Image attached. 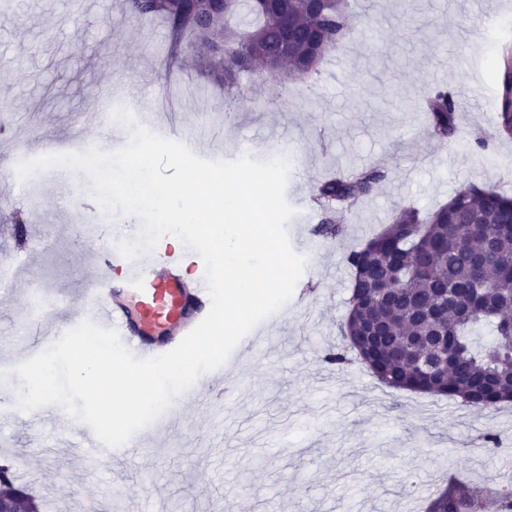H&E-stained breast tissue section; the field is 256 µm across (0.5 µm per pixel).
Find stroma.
Masks as SVG:
<instances>
[{"mask_svg":"<svg viewBox=\"0 0 512 512\" xmlns=\"http://www.w3.org/2000/svg\"><path fill=\"white\" fill-rule=\"evenodd\" d=\"M398 0H350L355 29L329 53L313 82L268 80L244 73L240 98L224 107V87L206 59L186 60L159 17L132 19L123 0H86L77 23L61 19L70 0H9L0 13V155L15 144L67 139L86 131L103 143L126 142L101 108L106 89L174 97L159 123L175 120L215 139L214 159L242 154L292 159L286 199L296 214L292 246L305 249L306 270L272 323L277 352L241 355L240 383L224 406L223 439L211 446V413L185 407V424L143 447L138 459L93 465L72 447L77 418L0 419V453L12 461L43 512H427L431 481L465 484L472 496L512 489V453L485 447L492 433L512 442V402L477 410L444 396L382 385L355 352L341 325L352 272L345 255L359 248L403 206L427 212L471 185L512 195V139L496 133L512 31V0H414L422 33ZM374 25V39L361 31ZM452 92L464 124L453 138L433 137L421 105L432 87ZM383 169L386 180L342 218L336 238L319 234L312 199L329 172ZM54 171L19 181L0 168V254L24 248V271L0 295V393L19 383L8 368L24 356L32 285L67 297L96 277L77 245L139 238L137 218L118 227L90 211V182L68 173L60 195ZM346 350L347 361L328 363Z\"/></svg>","mask_w":512,"mask_h":512,"instance_id":"35a3bbf8","label":"stroma"}]
</instances>
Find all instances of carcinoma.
Wrapping results in <instances>:
<instances>
[{"label":"carcinoma","instance_id":"cac0c4a2","mask_svg":"<svg viewBox=\"0 0 512 512\" xmlns=\"http://www.w3.org/2000/svg\"><path fill=\"white\" fill-rule=\"evenodd\" d=\"M131 17L160 15L176 37L189 34L186 52L202 50L218 63L224 87L262 67L283 28L291 30L280 62L294 81L318 74L326 53L353 30L348 0H325L317 9L305 0H233L224 11L205 0H126ZM252 29L231 26L240 10ZM498 133L512 137V83L504 82ZM434 136L446 140L463 124L452 93L437 88L426 100ZM384 173L370 169L320 182L314 200L325 215L321 230L343 233L338 214L378 188ZM352 270L348 314L342 335L380 383L396 390L445 396L478 408L512 401V198L472 185L428 213L404 207L385 229L346 256ZM448 344L431 346L440 335ZM448 359L451 370H419L422 360ZM0 497L17 512L42 505L14 483L0 465ZM468 495L448 491L429 512H480Z\"/></svg>","mask_w":512,"mask_h":512}]
</instances>
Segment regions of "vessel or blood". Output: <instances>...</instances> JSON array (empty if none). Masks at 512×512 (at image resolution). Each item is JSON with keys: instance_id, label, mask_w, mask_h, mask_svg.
I'll return each mask as SVG.
<instances>
[{"instance_id": "b4317fda", "label": "vessel or blood", "mask_w": 512, "mask_h": 512, "mask_svg": "<svg viewBox=\"0 0 512 512\" xmlns=\"http://www.w3.org/2000/svg\"><path fill=\"white\" fill-rule=\"evenodd\" d=\"M172 139L184 142L195 154L208 155L212 138L172 129ZM100 278L84 285L74 315H67L58 300H49L37 314L38 335L34 349L53 344L68 330L69 318L89 320L117 331L123 345L139 359L151 358L175 348L182 338L208 314L211 300L204 283L202 259L185 247L175 248L159 241L153 251L125 259L117 248L102 247L95 253ZM224 375L215 373L207 391H185L178 403L206 404L213 415L212 431L223 432ZM74 444L96 449L98 460L116 454L132 455L142 440H129L121 449L101 444L89 426H82Z\"/></svg>"}]
</instances>
